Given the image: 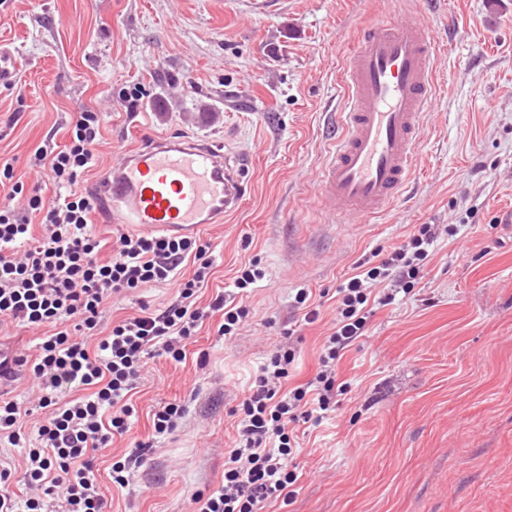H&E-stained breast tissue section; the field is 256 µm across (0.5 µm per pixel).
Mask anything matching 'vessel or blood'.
<instances>
[{
    "instance_id": "vessel-or-blood-1",
    "label": "vessel or blood",
    "mask_w": 512,
    "mask_h": 512,
    "mask_svg": "<svg viewBox=\"0 0 512 512\" xmlns=\"http://www.w3.org/2000/svg\"><path fill=\"white\" fill-rule=\"evenodd\" d=\"M437 44L420 20L363 27L347 71L349 108L320 177L319 199L343 218L384 214L411 184L420 117L434 98ZM110 222L173 236L223 223L245 194L240 169L211 144L152 136L91 189Z\"/></svg>"
}]
</instances>
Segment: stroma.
I'll return each mask as SVG.
<instances>
[{
	"label": "stroma",
	"instance_id": "stroma-1",
	"mask_svg": "<svg viewBox=\"0 0 512 512\" xmlns=\"http://www.w3.org/2000/svg\"><path fill=\"white\" fill-rule=\"evenodd\" d=\"M378 16L429 21L436 99L408 196L349 222L318 201L335 133L325 113L344 108L358 32ZM91 103L101 140L80 188L153 135L247 159L239 210L199 232L215 268L198 303L221 293L250 315L231 338L205 319L183 362L147 358L131 431L96 454L110 512H191L218 487L237 438L230 411L264 358L290 345L284 389L309 380L336 319L331 291L417 224L459 231L440 235L410 294L375 309L341 357L348 391L320 426L300 425L296 495L267 512H512V0H279L266 12L253 0H0V166L35 184L26 162L64 145ZM252 257L267 278L243 299L232 277ZM301 288L320 316L290 338ZM176 297L175 284L148 285L114 297L104 321ZM174 400L182 427L114 488L113 459Z\"/></svg>",
	"mask_w": 512,
	"mask_h": 512
}]
</instances>
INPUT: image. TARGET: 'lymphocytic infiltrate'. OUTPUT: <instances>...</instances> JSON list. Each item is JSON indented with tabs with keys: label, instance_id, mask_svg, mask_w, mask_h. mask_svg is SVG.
<instances>
[{
	"label": "lymphocytic infiltrate",
	"instance_id": "f902f5d3",
	"mask_svg": "<svg viewBox=\"0 0 512 512\" xmlns=\"http://www.w3.org/2000/svg\"><path fill=\"white\" fill-rule=\"evenodd\" d=\"M101 121L100 112L85 108L64 146L35 151L28 168L46 183L33 192H26L12 165L0 168V177L11 183L0 204V325L48 330L35 355L1 360L0 374L17 367L30 372L41 383L36 408L51 411L30 434L24 420L34 408L0 394V443L21 449L23 457L21 470L0 467V512H45L51 499L59 501L61 512H106L107 493L93 459L114 436L130 431V393L145 358L182 361L205 317L221 314L218 333L226 337L235 335L249 314L245 305L227 306L220 295L198 307V292L214 265L210 244L200 238L123 232L112 255L102 258V241L92 229L94 200L76 189L95 163ZM437 239L434 225L419 224L378 262H357L354 274L336 288V323L308 382L282 390L295 352L281 345L272 350L234 410L238 439L224 453V480L194 497L195 512H266L272 502H292L299 424L321 422L335 409L347 389L336 378V363L364 335L370 300L386 306L395 299L394 287L411 292ZM188 265L193 271L186 276L182 270ZM173 280L178 296L164 310L145 307L104 328L102 314L112 298ZM385 281L391 291L372 297V286ZM65 385L80 389V396L62 399ZM187 413L179 402L162 405L153 416L152 439L136 441L128 456L113 462V483L124 485L131 467Z\"/></svg>",
	"mask_w": 512,
	"mask_h": 512
}]
</instances>
